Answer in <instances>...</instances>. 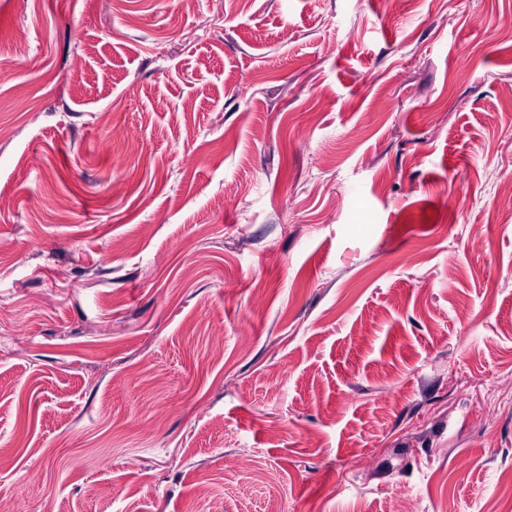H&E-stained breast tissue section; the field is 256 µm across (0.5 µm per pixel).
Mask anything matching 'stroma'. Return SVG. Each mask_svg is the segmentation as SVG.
Returning a JSON list of instances; mask_svg holds the SVG:
<instances>
[{
	"mask_svg": "<svg viewBox=\"0 0 512 512\" xmlns=\"http://www.w3.org/2000/svg\"><path fill=\"white\" fill-rule=\"evenodd\" d=\"M511 25L0 0V512H512Z\"/></svg>",
	"mask_w": 512,
	"mask_h": 512,
	"instance_id": "1",
	"label": "stroma"
}]
</instances>
